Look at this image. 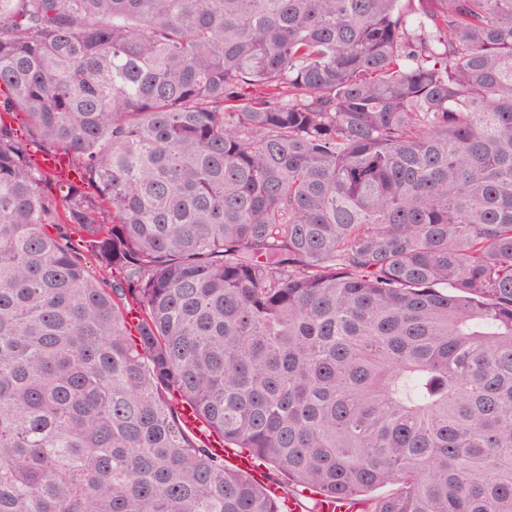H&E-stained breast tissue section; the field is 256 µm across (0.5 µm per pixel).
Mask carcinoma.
Listing matches in <instances>:
<instances>
[{
    "instance_id": "obj_1",
    "label": "carcinoma",
    "mask_w": 512,
    "mask_h": 512,
    "mask_svg": "<svg viewBox=\"0 0 512 512\" xmlns=\"http://www.w3.org/2000/svg\"><path fill=\"white\" fill-rule=\"evenodd\" d=\"M306 489L512 512V0H0V512Z\"/></svg>"
}]
</instances>
